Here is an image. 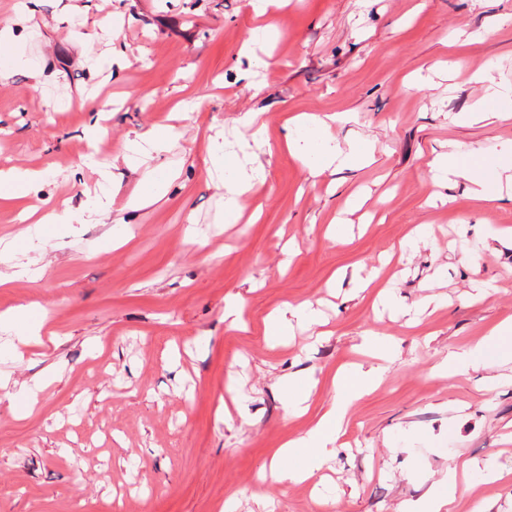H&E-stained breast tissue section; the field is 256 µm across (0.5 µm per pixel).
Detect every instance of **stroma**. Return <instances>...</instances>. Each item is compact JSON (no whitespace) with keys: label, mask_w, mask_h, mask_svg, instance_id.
I'll return each mask as SVG.
<instances>
[{"label":"stroma","mask_w":512,"mask_h":512,"mask_svg":"<svg viewBox=\"0 0 512 512\" xmlns=\"http://www.w3.org/2000/svg\"><path fill=\"white\" fill-rule=\"evenodd\" d=\"M16 4L0 0V169L42 170V208L90 220L53 236L28 199L0 198V239L34 271L0 287V313L34 303L42 322L22 357L0 331V374L34 402H0V512H219L233 495L239 512H398L452 466V512H512V359L493 388L481 367L435 370L512 319V245L490 241L512 204L484 211L462 181L452 207L425 204L434 154L457 147L476 166L512 143V119L454 120L476 107V76L512 91V0H287L262 17L248 0ZM258 27L270 65L250 86L240 51ZM245 112L260 113L263 142L216 164L209 140H242ZM302 113L349 114L329 134L372 146L373 162L314 175L284 143ZM155 128L173 132L149 162L169 185L144 204L146 172L122 153ZM239 164L260 178L234 220L222 180ZM374 267L354 292L352 273ZM381 289L439 305L412 323L377 314ZM235 294L241 329L224 321ZM303 301L320 304L328 336L272 345L265 317ZM367 330L398 353L351 406L319 471L326 495L258 485L310 422L286 414L280 379H317L320 411ZM233 395L247 418L218 421ZM486 461L506 481L486 480Z\"/></svg>","instance_id":"stroma-1"}]
</instances>
